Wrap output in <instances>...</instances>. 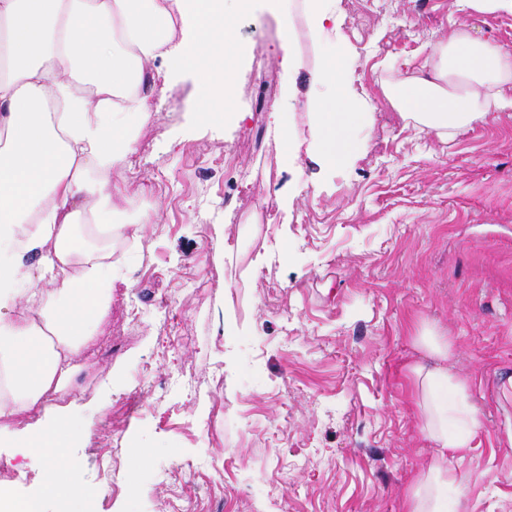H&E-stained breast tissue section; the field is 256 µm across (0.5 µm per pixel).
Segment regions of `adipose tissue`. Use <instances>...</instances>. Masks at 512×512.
<instances>
[{
	"mask_svg": "<svg viewBox=\"0 0 512 512\" xmlns=\"http://www.w3.org/2000/svg\"><path fill=\"white\" fill-rule=\"evenodd\" d=\"M253 0H0V362L11 389L0 394V429L24 419L19 447L45 462L54 494L79 495L80 473L64 443L71 424L27 423L80 369L78 359L112 305L117 281L104 248L118 224L90 223L88 174L127 164L152 112L163 70L192 73L203 124L234 109L237 66L246 49L238 21ZM309 96L319 155L348 160L357 149L353 111L333 56ZM382 90L403 119L439 139L488 112L512 108V45L459 28L435 42L411 74ZM37 266H30V258ZM423 357L409 365L420 429L432 453L414 477L402 512H448L447 491L483 425L466 379L449 367L451 337L421 323Z\"/></svg>",
	"mask_w": 512,
	"mask_h": 512,
	"instance_id": "obj_1",
	"label": "adipose tissue"
}]
</instances>
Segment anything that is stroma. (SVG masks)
<instances>
[{
    "instance_id": "obj_1",
    "label": "stroma",
    "mask_w": 512,
    "mask_h": 512,
    "mask_svg": "<svg viewBox=\"0 0 512 512\" xmlns=\"http://www.w3.org/2000/svg\"><path fill=\"white\" fill-rule=\"evenodd\" d=\"M462 26L512 43L511 13L459 0H337L313 39L291 0H254L243 122L200 125L190 73L157 82L136 154L108 177L109 208L135 230L112 242V347L90 342L65 391L83 512H401L431 453L407 372L423 321L454 340L483 418L448 498L512 512V112L443 142L381 87ZM325 49L371 112L334 166L303 110ZM276 104L292 114L285 143ZM15 440L0 438V486L60 512L43 459Z\"/></svg>"
}]
</instances>
